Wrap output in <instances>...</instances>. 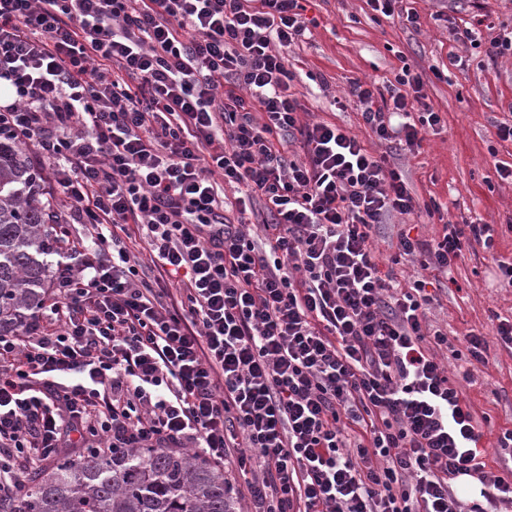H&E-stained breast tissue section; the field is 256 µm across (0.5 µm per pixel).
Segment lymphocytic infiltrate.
Here are the masks:
<instances>
[{
	"label": "lymphocytic infiltrate",
	"mask_w": 512,
	"mask_h": 512,
	"mask_svg": "<svg viewBox=\"0 0 512 512\" xmlns=\"http://www.w3.org/2000/svg\"><path fill=\"white\" fill-rule=\"evenodd\" d=\"M302 0H0V130L92 247H57L52 297L0 333V501L81 448L181 450L228 466L248 512H484L512 505L428 331V287L490 224L373 235L415 199L386 157L289 92ZM420 72L350 81L378 138L440 124ZM303 161L287 160L286 139ZM266 200L255 239L224 184ZM479 481L463 506L450 480Z\"/></svg>",
	"instance_id": "f902f5d3"
}]
</instances>
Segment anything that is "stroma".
Wrapping results in <instances>:
<instances>
[{"instance_id":"35a3bbf8","label":"stroma","mask_w":512,"mask_h":512,"mask_svg":"<svg viewBox=\"0 0 512 512\" xmlns=\"http://www.w3.org/2000/svg\"><path fill=\"white\" fill-rule=\"evenodd\" d=\"M420 28L373 12L366 0H307L310 34L285 51L293 73L291 91L314 119L358 136L375 153H388L404 174L417 203L414 212L386 217L374 237L382 268H394L399 280L417 276L410 263L391 266L397 236L407 225L426 240L447 224H491L497 230L494 251H464L437 285L438 300L426 312L428 322L448 336V369L482 425L479 448L487 471L512 468V447L499 439L512 429V348L499 344V319H512V287L498 278L499 261H512V181L501 179L499 166H512V141L499 140L497 125L512 121V58L486 57L483 48L457 42L452 29L480 23L484 39L512 31V0H413ZM465 56V69L450 68L451 55ZM421 72L424 102L442 121L424 132L418 147H388L365 127L355 108L338 109L335 96L359 79L375 87L393 83L403 66ZM447 69L445 79L435 69ZM437 202L441 210L427 214ZM486 337L483 361L464 353V338Z\"/></svg>"}]
</instances>
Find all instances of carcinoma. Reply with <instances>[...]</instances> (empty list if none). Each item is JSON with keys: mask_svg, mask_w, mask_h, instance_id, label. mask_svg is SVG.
<instances>
[{"mask_svg": "<svg viewBox=\"0 0 512 512\" xmlns=\"http://www.w3.org/2000/svg\"><path fill=\"white\" fill-rule=\"evenodd\" d=\"M35 173L16 142L0 137V332L39 310L54 229ZM224 470L160 448L90 450L27 479L0 512H239Z\"/></svg>", "mask_w": 512, "mask_h": 512, "instance_id": "carcinoma-1", "label": "carcinoma"}]
</instances>
